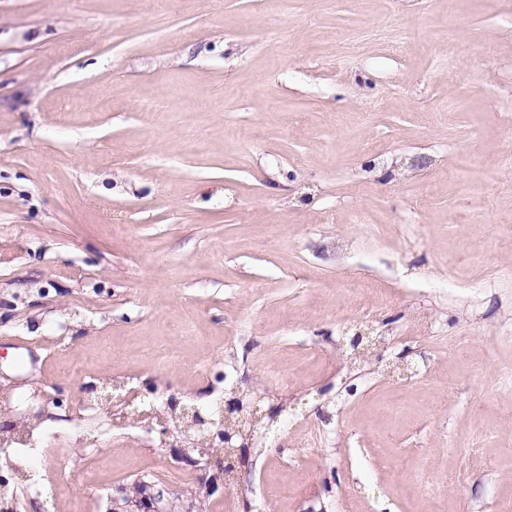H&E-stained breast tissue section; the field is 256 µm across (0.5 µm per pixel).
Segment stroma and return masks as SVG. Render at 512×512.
<instances>
[{"mask_svg":"<svg viewBox=\"0 0 512 512\" xmlns=\"http://www.w3.org/2000/svg\"><path fill=\"white\" fill-rule=\"evenodd\" d=\"M108 385L277 413L201 503ZM0 400L19 512H512V0H0Z\"/></svg>","mask_w":512,"mask_h":512,"instance_id":"1","label":"stroma"}]
</instances>
